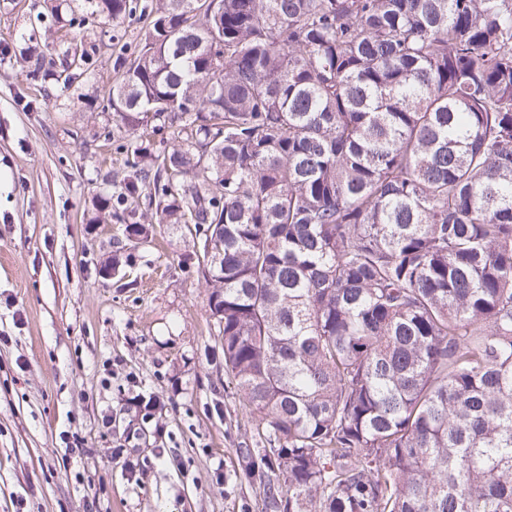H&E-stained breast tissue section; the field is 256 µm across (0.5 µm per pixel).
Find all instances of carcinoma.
Returning a JSON list of instances; mask_svg holds the SVG:
<instances>
[{
  "label": "carcinoma",
  "mask_w": 512,
  "mask_h": 512,
  "mask_svg": "<svg viewBox=\"0 0 512 512\" xmlns=\"http://www.w3.org/2000/svg\"><path fill=\"white\" fill-rule=\"evenodd\" d=\"M138 13L92 223L187 230L264 512H512V0H96L69 26Z\"/></svg>",
  "instance_id": "obj_1"
}]
</instances>
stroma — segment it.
Here are the masks:
<instances>
[{"label": "stroma", "mask_w": 512, "mask_h": 512, "mask_svg": "<svg viewBox=\"0 0 512 512\" xmlns=\"http://www.w3.org/2000/svg\"><path fill=\"white\" fill-rule=\"evenodd\" d=\"M55 4L0 0V512H262L236 454L255 424L224 388L184 227L111 278L124 227L89 221L124 167L104 96L139 27L88 26L87 69L62 88Z\"/></svg>", "instance_id": "obj_1"}]
</instances>
